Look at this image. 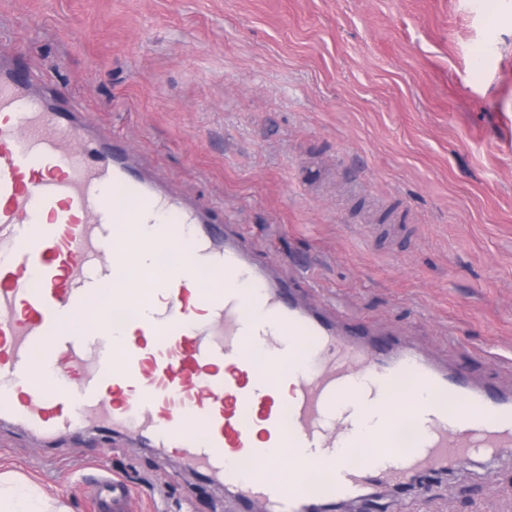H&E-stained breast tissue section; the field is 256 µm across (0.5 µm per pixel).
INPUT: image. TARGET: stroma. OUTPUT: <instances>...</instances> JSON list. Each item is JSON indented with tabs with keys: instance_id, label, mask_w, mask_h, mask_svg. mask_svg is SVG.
<instances>
[{
	"instance_id": "obj_1",
	"label": "stroma",
	"mask_w": 512,
	"mask_h": 512,
	"mask_svg": "<svg viewBox=\"0 0 512 512\" xmlns=\"http://www.w3.org/2000/svg\"><path fill=\"white\" fill-rule=\"evenodd\" d=\"M338 321L512 390V0H0V45ZM48 512H234L224 485L93 431L0 425ZM165 487L159 498L157 487ZM382 512H512V448Z\"/></svg>"
}]
</instances>
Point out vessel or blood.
Wrapping results in <instances>:
<instances>
[{"instance_id":"1","label":"vessel or blood","mask_w":512,"mask_h":512,"mask_svg":"<svg viewBox=\"0 0 512 512\" xmlns=\"http://www.w3.org/2000/svg\"><path fill=\"white\" fill-rule=\"evenodd\" d=\"M37 85L0 70V422L47 443L81 426L124 436L223 482L246 512L354 500L512 447V392L305 305L239 234L164 192L75 107L49 109ZM131 224L165 260L160 291L112 285ZM407 378L422 403L358 436ZM362 444L348 464L342 449ZM284 454L287 474L270 479Z\"/></svg>"}]
</instances>
